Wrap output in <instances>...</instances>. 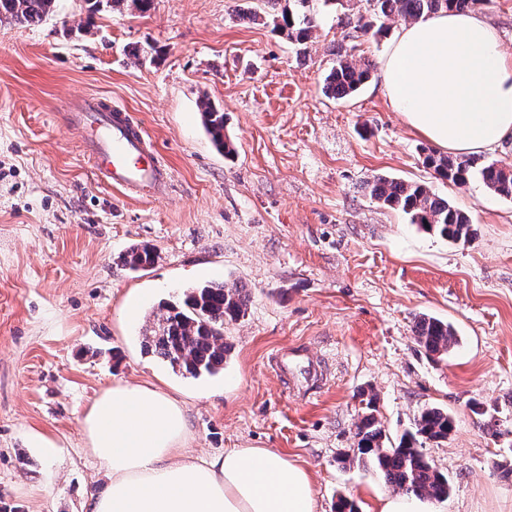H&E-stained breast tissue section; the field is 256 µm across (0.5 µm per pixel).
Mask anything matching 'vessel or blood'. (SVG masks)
I'll list each match as a JSON object with an SVG mask.
<instances>
[{
    "instance_id": "1",
    "label": "vessel or blood",
    "mask_w": 512,
    "mask_h": 512,
    "mask_svg": "<svg viewBox=\"0 0 512 512\" xmlns=\"http://www.w3.org/2000/svg\"><path fill=\"white\" fill-rule=\"evenodd\" d=\"M71 125L82 134L101 183L140 199L165 193L168 176L158 152L146 142L142 128L128 112L103 99L83 101L74 106ZM296 363L305 364L316 380H325L321 366L306 350L295 349L272 359L274 369L283 374Z\"/></svg>"
}]
</instances>
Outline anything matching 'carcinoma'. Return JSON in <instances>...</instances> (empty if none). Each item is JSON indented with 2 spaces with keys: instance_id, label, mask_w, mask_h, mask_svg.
I'll return each mask as SVG.
<instances>
[{
  "instance_id": "1",
  "label": "carcinoma",
  "mask_w": 512,
  "mask_h": 512,
  "mask_svg": "<svg viewBox=\"0 0 512 512\" xmlns=\"http://www.w3.org/2000/svg\"><path fill=\"white\" fill-rule=\"evenodd\" d=\"M298 9L276 10L279 0H267L275 8L270 20L275 30L297 45L311 41L315 18L305 9L312 0H292ZM364 13H346L340 25L347 29L343 39L385 36L387 21L400 17L416 20L441 11H472L483 0H364ZM55 0H0V19L29 26L41 22L53 12ZM371 61L349 58L347 46L336 45V60L325 77V93L337 100L356 94L370 79ZM199 111L206 132L224 156L235 154V146L224 133V113L206 97L199 100ZM423 163L442 180L457 187L467 185L477 175L494 195L512 200V170L495 163L477 164L474 158L458 159L429 152ZM369 195L382 206L401 212L410 223L454 243H469L475 237L473 224L464 212L433 193L426 185L400 178L378 176L369 185ZM157 252L149 247L133 248L123 256L131 270L153 266ZM250 297L243 288H226L222 283H209L191 288L180 304L162 303L153 313L152 322L143 333L145 348L176 372L193 378L213 376L224 370L229 346L224 343V323L244 316ZM420 346L431 355H444L455 343L450 324L434 317L421 316L414 325ZM367 412L355 423L357 448L352 460L371 462L385 482L406 495L445 500L451 492L448 477L442 474L422 453L427 441L448 439L455 428L447 411L426 408L414 420V431L402 435L399 444L386 446L389 438L374 415L373 400L366 403Z\"/></svg>"
}]
</instances>
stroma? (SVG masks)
<instances>
[{
  "label": "stroma",
  "mask_w": 512,
  "mask_h": 512,
  "mask_svg": "<svg viewBox=\"0 0 512 512\" xmlns=\"http://www.w3.org/2000/svg\"><path fill=\"white\" fill-rule=\"evenodd\" d=\"M258 0H56L42 22H0V512H87L106 485L82 433L105 389L156 383L179 400L202 455L271 448L307 468L316 512L338 497L378 512L395 490L346 461L363 394L391 442L427 407L455 429L425 456L452 483L430 512H512V201L479 179L462 188L426 168L433 145L382 91L390 37L353 50L375 64L350 99L323 92L342 39L335 6L313 0L317 28L298 50ZM144 54L137 62L136 54ZM223 109L237 146L225 158L198 110ZM124 107L161 150L163 196L99 184L68 109L85 97ZM378 175L425 184L466 213L476 235L453 243L371 200ZM153 267L122 263L135 246ZM210 282L251 293L226 323L218 375L185 378L145 353L159 303ZM139 298L138 312L127 311ZM447 321L456 342L432 356L416 318ZM303 346L330 374L300 398L271 367ZM54 439L56 456L31 447ZM158 258L157 252L149 247L133 248L123 256V263L130 270H144L152 267Z\"/></svg>",
  "instance_id": "obj_1"
}]
</instances>
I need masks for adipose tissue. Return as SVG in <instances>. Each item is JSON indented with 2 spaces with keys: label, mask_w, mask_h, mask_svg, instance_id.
I'll list each match as a JSON object with an SVG mask.
<instances>
[{
  "label": "adipose tissue",
  "mask_w": 512,
  "mask_h": 512,
  "mask_svg": "<svg viewBox=\"0 0 512 512\" xmlns=\"http://www.w3.org/2000/svg\"><path fill=\"white\" fill-rule=\"evenodd\" d=\"M381 71L392 108L448 153L491 151L512 138V57L476 13L443 11L403 27ZM83 430L109 477L89 512H316L307 470L273 449L195 456L182 405L155 385L104 390Z\"/></svg>",
  "instance_id": "1"
}]
</instances>
